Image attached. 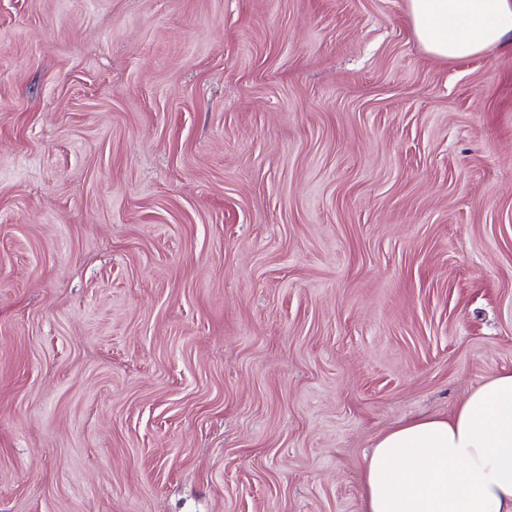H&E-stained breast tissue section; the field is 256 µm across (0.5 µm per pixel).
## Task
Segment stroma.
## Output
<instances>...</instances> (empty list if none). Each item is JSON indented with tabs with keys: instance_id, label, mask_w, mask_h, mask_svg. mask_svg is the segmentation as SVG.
<instances>
[{
	"instance_id": "obj_1",
	"label": "stroma",
	"mask_w": 512,
	"mask_h": 512,
	"mask_svg": "<svg viewBox=\"0 0 512 512\" xmlns=\"http://www.w3.org/2000/svg\"><path fill=\"white\" fill-rule=\"evenodd\" d=\"M512 368V46L407 0H0V512H362ZM416 39L440 60L512 44L511 0H408Z\"/></svg>"
}]
</instances>
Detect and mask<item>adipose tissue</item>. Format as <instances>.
<instances>
[{"mask_svg":"<svg viewBox=\"0 0 512 512\" xmlns=\"http://www.w3.org/2000/svg\"><path fill=\"white\" fill-rule=\"evenodd\" d=\"M416 39L440 60L512 44V0H408ZM364 512H512V370L470 389L452 415L377 437Z\"/></svg>","mask_w":512,"mask_h":512,"instance_id":"ef3b65f1","label":"adipose tissue"}]
</instances>
